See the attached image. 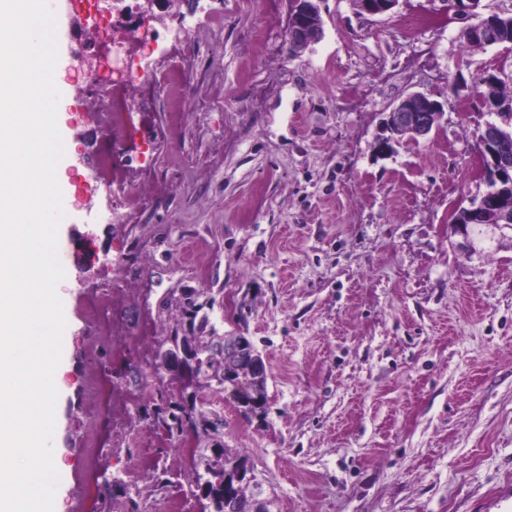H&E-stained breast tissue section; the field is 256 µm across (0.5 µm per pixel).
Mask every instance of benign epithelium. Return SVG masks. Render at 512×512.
Wrapping results in <instances>:
<instances>
[{
	"label": "benign epithelium",
	"mask_w": 512,
	"mask_h": 512,
	"mask_svg": "<svg viewBox=\"0 0 512 512\" xmlns=\"http://www.w3.org/2000/svg\"><path fill=\"white\" fill-rule=\"evenodd\" d=\"M293 9L288 27V44L292 53L305 49L322 33V18L318 3L320 0H292ZM399 0H361V8L370 15L391 12ZM460 36L470 41L480 40L488 46L499 44L498 29L482 23L469 24ZM444 116V104L432 94L415 91L392 106L383 122V133L377 138L375 148L385 155L404 140H418L429 136L439 126ZM487 119L479 134L484 142V153L478 155L482 179L498 181L502 186L495 192L468 204H457L450 210L449 226L462 236L461 248L464 256L471 259L483 252L482 243L505 236L512 237V153L507 144L512 140L498 122L497 113H485ZM156 358L165 369L179 379L180 394L191 397L194 394L193 369L198 365L199 350L195 343L186 340L171 343L167 349H159ZM239 364L249 366L254 379L261 381L265 363L253 354L250 344L237 339L224 344V370H231Z\"/></svg>",
	"instance_id": "benign-epithelium-1"
}]
</instances>
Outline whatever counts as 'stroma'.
<instances>
[{"label":"stroma","mask_w":512,"mask_h":512,"mask_svg":"<svg viewBox=\"0 0 512 512\" xmlns=\"http://www.w3.org/2000/svg\"><path fill=\"white\" fill-rule=\"evenodd\" d=\"M320 7L321 37L292 54L290 0H199L181 22L157 6L153 51L128 48L154 71L181 59L185 109L172 117L142 82L117 136L106 91L86 90L100 43L60 37L62 512H82L91 478L94 512H202L191 459L150 417L155 353L192 335V289L219 334L265 360L266 418L206 387L195 406L223 418L274 512H512V241L469 260L448 227L479 191L484 122L455 78L512 72V46L466 49L447 0ZM414 91L444 102L439 128L378 155L383 119ZM114 147L124 176L105 188L90 168Z\"/></svg>","instance_id":"1"}]
</instances>
